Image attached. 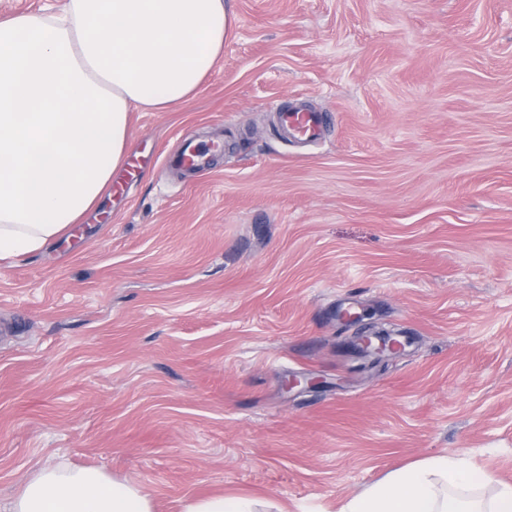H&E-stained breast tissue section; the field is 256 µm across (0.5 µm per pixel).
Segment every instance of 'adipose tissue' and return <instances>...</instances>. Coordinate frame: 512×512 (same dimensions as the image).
Wrapping results in <instances>:
<instances>
[{"mask_svg":"<svg viewBox=\"0 0 512 512\" xmlns=\"http://www.w3.org/2000/svg\"><path fill=\"white\" fill-rule=\"evenodd\" d=\"M234 23L229 0H69L59 15L0 18V261L79 223L122 162L131 112L194 97ZM8 512L154 503L139 485L60 461L35 469ZM341 512H512V485L438 454L388 472Z\"/></svg>","mask_w":512,"mask_h":512,"instance_id":"obj_1","label":"adipose tissue"}]
</instances>
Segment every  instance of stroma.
I'll return each mask as SVG.
<instances>
[{
  "label": "stroma",
  "instance_id": "1",
  "mask_svg": "<svg viewBox=\"0 0 512 512\" xmlns=\"http://www.w3.org/2000/svg\"><path fill=\"white\" fill-rule=\"evenodd\" d=\"M232 7L195 97L132 111L140 172L0 266V508L59 460L155 512H340L442 453L512 483V0ZM187 141L208 174L167 167ZM369 327L410 344L374 360ZM277 121L283 134L288 138L312 140L319 136L323 125V115L306 109L277 110ZM258 505L245 496L217 495L189 504L185 512H263Z\"/></svg>",
  "mask_w": 512,
  "mask_h": 512
}]
</instances>
